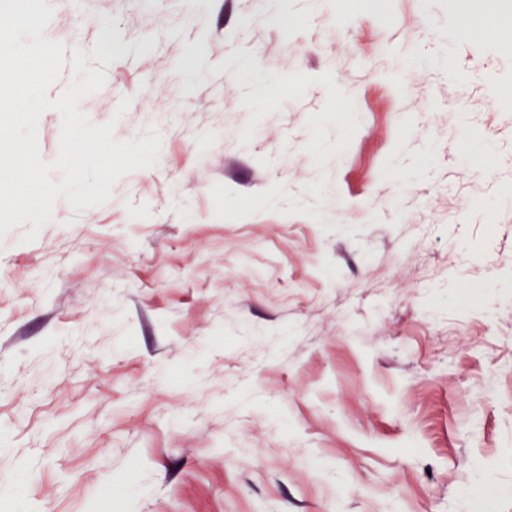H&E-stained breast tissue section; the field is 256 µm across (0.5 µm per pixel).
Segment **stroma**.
Here are the masks:
<instances>
[{"mask_svg":"<svg viewBox=\"0 0 512 512\" xmlns=\"http://www.w3.org/2000/svg\"><path fill=\"white\" fill-rule=\"evenodd\" d=\"M45 2L106 74L90 122L162 141L105 204L0 238V512H456L477 470L512 512L492 8L286 0V30L275 0Z\"/></svg>","mask_w":512,"mask_h":512,"instance_id":"obj_1","label":"stroma"}]
</instances>
